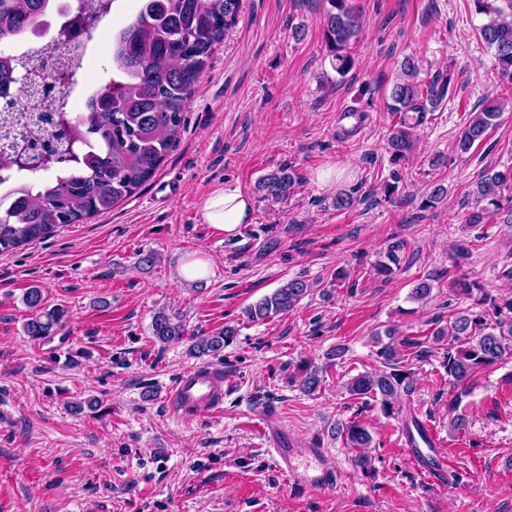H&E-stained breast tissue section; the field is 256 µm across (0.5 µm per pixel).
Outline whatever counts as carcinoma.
<instances>
[{
    "instance_id": "obj_1",
    "label": "carcinoma",
    "mask_w": 512,
    "mask_h": 512,
    "mask_svg": "<svg viewBox=\"0 0 512 512\" xmlns=\"http://www.w3.org/2000/svg\"><path fill=\"white\" fill-rule=\"evenodd\" d=\"M116 0H76L66 25L81 24L94 13H105ZM496 0H474L479 12L489 16L480 28V36L494 50L500 79L512 83V4L509 13L495 5ZM323 30L331 57V67L345 76L353 67L348 53L351 41L361 34L359 15L351 0H326ZM54 0H0V42L38 32L45 17L55 11ZM240 0H142L135 20L112 36V101L105 103L99 95L89 98L85 115L75 120L57 114V125L63 127L52 139L32 140L27 150L0 153V168L13 166L28 169L55 170L54 177L42 183L33 195L24 185L10 196L14 202L0 211V255L25 244L43 239L56 228L78 224L92 216L104 214L131 196L157 173L170 150L178 141L185 122L184 110L199 77L207 70L211 55L224 37V31L235 24ZM403 78L391 91L390 111L398 116L388 140L392 155L405 157L412 148L411 129L436 111L448 97L449 81L438 75L429 81L418 78L419 63L412 57L401 63ZM16 69L8 59L0 58V107L10 110V85L15 83ZM498 107L487 104L474 114L463 129L457 147L466 152L484 139ZM299 176L292 167L283 165L264 175L257 183L260 198L281 203L293 196ZM512 187V173L484 172L475 186L459 200L469 224H483L499 215L512 223V195L504 191ZM460 293H479L477 304L488 311H459L450 316L448 326L433 332L436 340L448 339L443 366L448 383L456 389L450 406H456L470 390L473 377L512 359V296H498L477 281L455 279ZM312 291L309 281L292 278L272 294L249 305L243 311V322L262 323L285 314ZM23 302L31 311L24 332L32 341H44L63 327L66 311L48 308L39 288H29ZM152 335L163 343L184 339L183 316L172 310H158L151 323ZM239 326L224 325L210 336H198L190 345L197 358L216 356L232 344ZM388 342L381 344L379 355L386 368L360 373L348 380L346 390L358 399L369 398L379 403L383 413L396 417L403 413L400 393L413 383L411 372L401 367V348H418L415 339H395L398 332L385 331ZM324 381L323 369L306 364L301 367L299 383L307 394L318 391ZM408 441L426 440L422 422L412 417L405 421ZM331 435L345 440L361 453L356 466L367 469L371 456L363 452L373 438L367 428L354 419L338 420Z\"/></svg>"
}]
</instances>
